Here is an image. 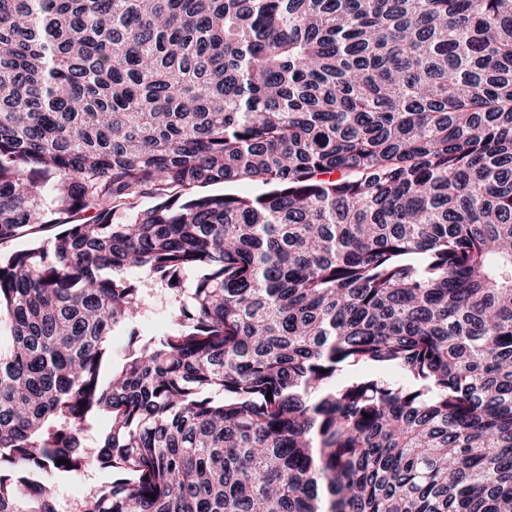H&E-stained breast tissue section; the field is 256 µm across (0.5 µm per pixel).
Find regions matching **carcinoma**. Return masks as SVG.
<instances>
[{
	"instance_id": "carcinoma-1",
	"label": "carcinoma",
	"mask_w": 512,
	"mask_h": 512,
	"mask_svg": "<svg viewBox=\"0 0 512 512\" xmlns=\"http://www.w3.org/2000/svg\"><path fill=\"white\" fill-rule=\"evenodd\" d=\"M21 238L0 512H512V0H0ZM131 281L139 284L143 291L144 315L139 329L146 336L163 335L171 323L172 298L165 288L143 281L137 272H125ZM112 481V475L90 464L80 473L56 476L52 482L53 490L61 503L67 502L68 509L79 508L80 504L100 487Z\"/></svg>"
}]
</instances>
